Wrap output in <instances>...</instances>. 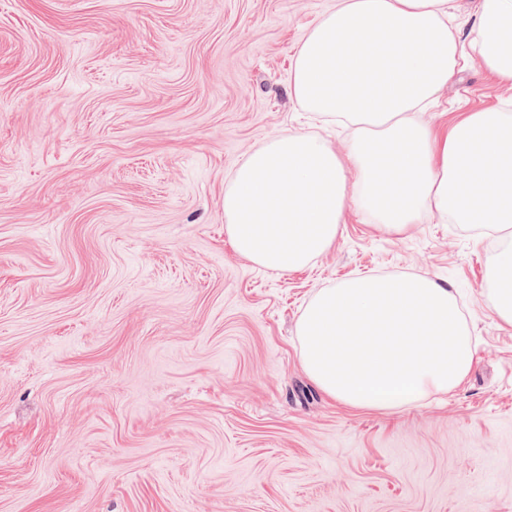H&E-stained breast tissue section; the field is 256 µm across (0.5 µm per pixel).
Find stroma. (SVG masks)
<instances>
[{
	"instance_id": "stroma-1",
	"label": "stroma",
	"mask_w": 512,
	"mask_h": 512,
	"mask_svg": "<svg viewBox=\"0 0 512 512\" xmlns=\"http://www.w3.org/2000/svg\"><path fill=\"white\" fill-rule=\"evenodd\" d=\"M336 0H0V512H512V326L488 239L348 207L311 264L238 255L224 187L310 121L288 79ZM512 99L466 52L416 117ZM452 288L462 384L350 408L304 371L313 294L364 276Z\"/></svg>"
}]
</instances>
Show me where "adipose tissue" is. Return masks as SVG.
Returning <instances> with one entry per match:
<instances>
[{
    "mask_svg": "<svg viewBox=\"0 0 512 512\" xmlns=\"http://www.w3.org/2000/svg\"><path fill=\"white\" fill-rule=\"evenodd\" d=\"M466 29L483 65L511 80L512 0H478L467 16L451 0H338L324 13L297 51L292 95L319 118L352 125L355 142L343 156L325 137L295 131L250 152L224 188L236 252L270 271L300 269L342 234L351 203L393 233L424 210L477 222L494 241L493 309L512 325V119L474 112L439 137L415 115L453 76Z\"/></svg>",
    "mask_w": 512,
    "mask_h": 512,
    "instance_id": "1",
    "label": "adipose tissue"
}]
</instances>
